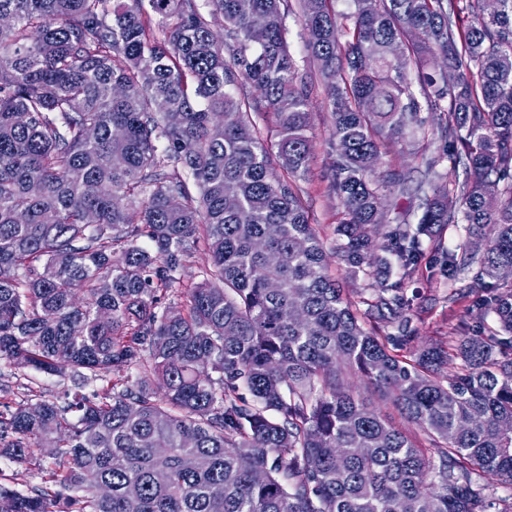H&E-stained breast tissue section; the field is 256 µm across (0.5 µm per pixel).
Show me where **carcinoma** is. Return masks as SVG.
Returning <instances> with one entry per match:
<instances>
[{"label":"carcinoma","instance_id":"obj_1","mask_svg":"<svg viewBox=\"0 0 512 512\" xmlns=\"http://www.w3.org/2000/svg\"><path fill=\"white\" fill-rule=\"evenodd\" d=\"M208 2L221 32L196 0H0V360L108 377L0 405V459L42 474L0 482V512H487L484 476L512 486V0H298L330 255L297 185L315 146L283 0ZM436 130L418 179L391 164ZM447 224L467 237L436 274L498 330L403 354L393 264L411 276ZM197 241L211 263L181 292ZM330 256L372 280L365 308ZM309 98L311 114L310 135L315 141V156L309 175L299 181L302 198L308 208L313 224H321L327 249L333 246V229L338 212L336 197L329 192V182L336 162V150L329 135V122L324 106V92L319 82ZM318 85V86H317Z\"/></svg>","mask_w":512,"mask_h":512}]
</instances>
